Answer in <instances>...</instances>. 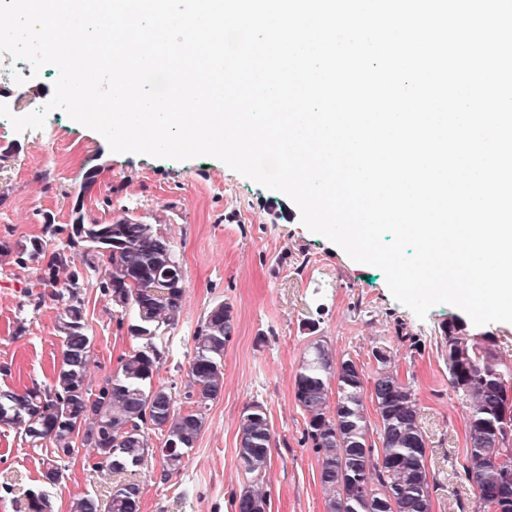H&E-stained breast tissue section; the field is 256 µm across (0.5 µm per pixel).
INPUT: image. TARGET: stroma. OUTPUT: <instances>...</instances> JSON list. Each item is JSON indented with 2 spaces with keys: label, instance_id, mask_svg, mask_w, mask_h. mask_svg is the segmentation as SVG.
<instances>
[{
  "label": "stroma",
  "instance_id": "1",
  "mask_svg": "<svg viewBox=\"0 0 512 512\" xmlns=\"http://www.w3.org/2000/svg\"><path fill=\"white\" fill-rule=\"evenodd\" d=\"M14 92L0 90V103L17 115L42 107L30 91L53 94L58 71L48 65ZM0 387L24 391L50 383L61 361L60 309L44 295L40 265L17 263L11 249L46 241L64 248L70 227L69 200L85 171L99 167L85 207L100 218L133 209L173 239L185 273L186 291L175 327L155 343L161 358L155 383L181 387L193 355L194 331L216 304L232 305L235 331L224 350V391L210 402L194 448L167 479L136 472L141 512H232L244 485L237 461L239 419L260 402L276 443L264 476L269 512H326L318 458L305 438L304 414L294 395V375L311 341L327 342L336 357L372 368L373 347L389 348L400 372L414 379L419 422L426 435L427 466L435 482L433 512H475L473 491L460 467L466 448L468 411L448 387L438 339L458 308L434 306L425 319L397 302L384 272L353 261L344 250L310 231L283 193L262 187L224 162H184L112 152L98 132L50 112L42 129L16 132L0 118ZM104 267L89 271L82 288L84 321L92 340L86 385L101 384L142 342L131 336L137 314L112 304L97 286ZM51 442L32 447L19 430L0 425V512H28L31 493L46 494L50 512H71L75 499L91 495L107 505L121 475L99 464L83 444L59 463L57 484L42 477Z\"/></svg>",
  "mask_w": 512,
  "mask_h": 512
}]
</instances>
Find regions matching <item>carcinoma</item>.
I'll return each instance as SVG.
<instances>
[{"label":"carcinoma","mask_w":512,"mask_h":512,"mask_svg":"<svg viewBox=\"0 0 512 512\" xmlns=\"http://www.w3.org/2000/svg\"><path fill=\"white\" fill-rule=\"evenodd\" d=\"M71 220L83 224L85 233L82 239H68L66 246L85 248L87 268L96 266L99 238L108 241L112 252L99 288L115 305L137 311L129 331L143 345L122 361L97 394L89 393L91 338L79 298L87 275L75 269L60 282L55 272L66 264L65 252L48 254L45 242L19 246L21 255L43 262L42 280L61 300L62 359L49 387L0 389V424L21 429L34 447L45 440L54 443L55 458L46 463L54 471L49 484L59 480L57 460L73 454L79 435L114 473L141 468L158 452L166 477L194 446L205 409L224 390V350L234 333L232 306L222 302L212 307L195 331L183 411L171 389L153 383L158 353L152 339L178 321L185 294L173 242L157 225L128 209L108 221L82 209L71 212ZM157 282L170 283L168 296L146 294ZM442 332L448 386L468 409L462 470L473 489L476 512H512V363L502 359L503 348L492 333L477 332L460 317L448 319ZM372 356V370L360 366L349 375L345 362H337L328 345L317 340L308 345L294 378L307 439L318 456L327 512H432L433 483L415 389L400 373L391 351L376 346ZM367 396L378 416L374 427L365 408ZM151 430L165 433L158 451L150 446ZM273 443L266 410L256 401L250 403L239 420L237 448L239 467L250 484L233 498L234 512H267V498L258 483ZM140 509L139 483L113 487L110 512Z\"/></svg>","instance_id":"1"}]
</instances>
